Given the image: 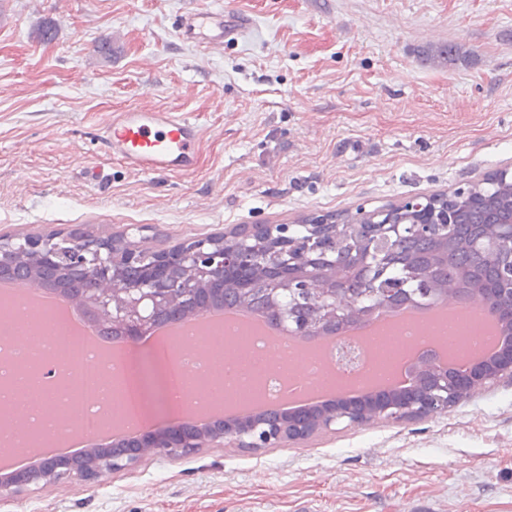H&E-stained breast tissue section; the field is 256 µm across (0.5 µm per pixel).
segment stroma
I'll list each match as a JSON object with an SVG mask.
<instances>
[{
  "mask_svg": "<svg viewBox=\"0 0 512 512\" xmlns=\"http://www.w3.org/2000/svg\"><path fill=\"white\" fill-rule=\"evenodd\" d=\"M203 7L253 25L199 54L174 29ZM442 44L463 59H423ZM129 108L195 122L194 168L113 158L104 127ZM511 161L512 0H0L2 238L124 236L151 253L446 192ZM0 512H512V385L421 422L148 456Z\"/></svg>",
  "mask_w": 512,
  "mask_h": 512,
  "instance_id": "obj_1",
  "label": "stroma"
}]
</instances>
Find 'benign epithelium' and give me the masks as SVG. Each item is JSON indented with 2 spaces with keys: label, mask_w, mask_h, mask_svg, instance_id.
Masks as SVG:
<instances>
[{
  "label": "benign epithelium",
  "mask_w": 512,
  "mask_h": 512,
  "mask_svg": "<svg viewBox=\"0 0 512 512\" xmlns=\"http://www.w3.org/2000/svg\"><path fill=\"white\" fill-rule=\"evenodd\" d=\"M492 182L512 185V163L446 192L444 214L432 196L415 195L393 208L360 205L345 224H331L323 215L309 218L299 230L293 224H240L224 235L187 239L148 255L114 236L0 239V274L13 273L27 282L37 274L42 282L64 287L102 326L120 330L133 343L171 317L174 307L201 310L230 288L245 304L259 301L290 335L307 337L361 321L399 300L428 306L457 297L459 288L441 279L437 269L448 264V251L457 246L456 212ZM405 241L429 244L427 261L401 252L398 244ZM464 246L494 268L493 281L471 283L473 297L499 314L512 336V221L480 226ZM393 267L400 271L395 278L389 275ZM413 373L415 383L403 391L341 395L319 408L264 413L204 429L183 423L132 436L121 447L83 460L49 459L20 477H0V502L67 478L99 482L150 455L193 454L226 443L252 450L278 448L341 424L433 418L491 384L512 385V341L461 373L427 359L418 360Z\"/></svg>",
  "instance_id": "benign-epithelium-1"
}]
</instances>
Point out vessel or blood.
Listing matches in <instances>:
<instances>
[{"instance_id":"obj_1","label":"vessel or blood","mask_w":512,"mask_h":512,"mask_svg":"<svg viewBox=\"0 0 512 512\" xmlns=\"http://www.w3.org/2000/svg\"><path fill=\"white\" fill-rule=\"evenodd\" d=\"M251 17L221 8H196L179 18L178 38L203 51L223 49L225 42L246 33ZM200 139L190 119L160 109L130 108L113 113L105 143L113 157L141 173L179 172L194 167Z\"/></svg>"}]
</instances>
